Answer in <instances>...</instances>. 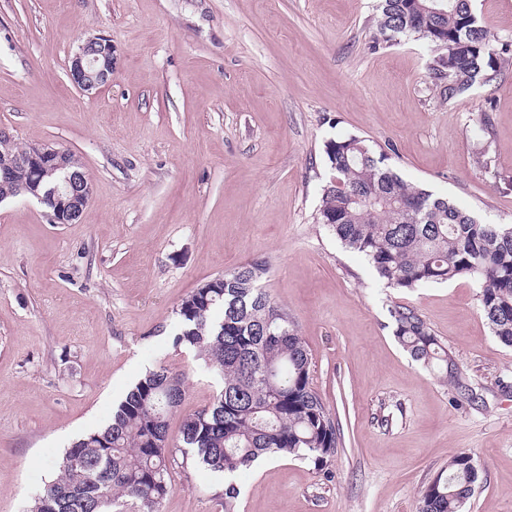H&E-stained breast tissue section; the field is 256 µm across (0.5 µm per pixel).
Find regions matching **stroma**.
<instances>
[{"label":"stroma","instance_id":"1","mask_svg":"<svg viewBox=\"0 0 512 512\" xmlns=\"http://www.w3.org/2000/svg\"><path fill=\"white\" fill-rule=\"evenodd\" d=\"M376 0H0V129L76 155L92 183L79 220L0 203V512H30L64 450L105 425L146 370L187 378L183 408L220 376L175 345L176 308L205 281L264 260L295 321L340 445L325 479L292 455L224 480L178 468L162 512H418L456 452L480 474L467 512H512V347L478 283L387 287L316 213L326 141L356 135L407 182L481 221L512 224V63L446 100L422 41L374 45ZM491 47L512 43V0H473ZM112 39V81L67 71ZM490 157L481 166L479 157ZM414 307L479 384L472 403L392 334ZM68 75L87 93L106 85L112 80V40L101 35L84 40L70 59Z\"/></svg>","mask_w":512,"mask_h":512}]
</instances>
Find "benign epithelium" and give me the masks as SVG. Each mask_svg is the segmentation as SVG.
<instances>
[{
    "instance_id": "benign-epithelium-1",
    "label": "benign epithelium",
    "mask_w": 512,
    "mask_h": 512,
    "mask_svg": "<svg viewBox=\"0 0 512 512\" xmlns=\"http://www.w3.org/2000/svg\"><path fill=\"white\" fill-rule=\"evenodd\" d=\"M68 75L71 82L84 92H91L112 80V40L101 35L84 40L70 59ZM34 169L50 165L56 170L68 166V152L53 146H33L25 158L0 155V171L7 172L21 163ZM91 183L86 172L65 173L64 179L49 188H40L32 182L19 188L15 195L28 196L41 204L54 202L55 209L50 218L55 224H71L78 220L91 197Z\"/></svg>"
}]
</instances>
